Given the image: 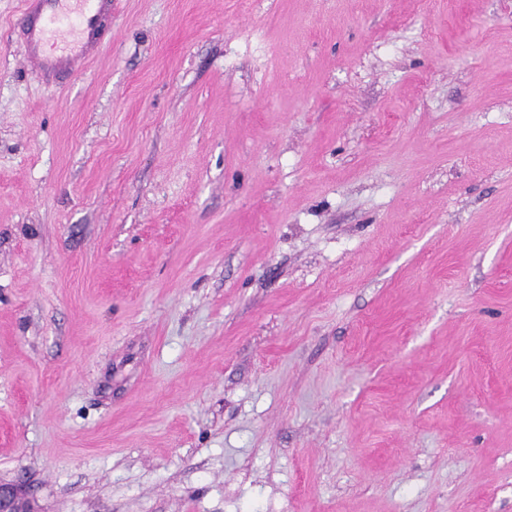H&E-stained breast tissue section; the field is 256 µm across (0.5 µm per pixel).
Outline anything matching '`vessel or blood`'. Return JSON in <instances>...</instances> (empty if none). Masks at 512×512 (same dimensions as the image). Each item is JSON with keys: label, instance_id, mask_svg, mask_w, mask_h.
I'll list each match as a JSON object with an SVG mask.
<instances>
[{"label": "vessel or blood", "instance_id": "vessel-or-blood-1", "mask_svg": "<svg viewBox=\"0 0 512 512\" xmlns=\"http://www.w3.org/2000/svg\"><path fill=\"white\" fill-rule=\"evenodd\" d=\"M112 0H23L20 29L31 66L59 84L99 50Z\"/></svg>", "mask_w": 512, "mask_h": 512}]
</instances>
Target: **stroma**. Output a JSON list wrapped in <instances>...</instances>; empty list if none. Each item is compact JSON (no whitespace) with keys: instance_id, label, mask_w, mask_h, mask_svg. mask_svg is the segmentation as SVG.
<instances>
[{"instance_id":"35a3bbf8","label":"stroma","mask_w":512,"mask_h":512,"mask_svg":"<svg viewBox=\"0 0 512 512\" xmlns=\"http://www.w3.org/2000/svg\"><path fill=\"white\" fill-rule=\"evenodd\" d=\"M0 0V484L35 512H512V0ZM111 16L112 0H23L29 63L55 85L77 74L99 50Z\"/></svg>"}]
</instances>
